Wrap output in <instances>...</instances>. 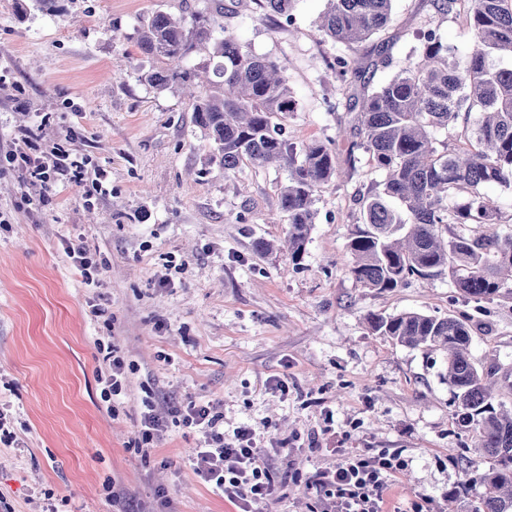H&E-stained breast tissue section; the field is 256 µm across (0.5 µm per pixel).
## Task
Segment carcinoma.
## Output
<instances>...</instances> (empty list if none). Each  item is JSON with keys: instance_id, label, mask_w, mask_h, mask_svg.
<instances>
[{"instance_id": "obj_1", "label": "carcinoma", "mask_w": 512, "mask_h": 512, "mask_svg": "<svg viewBox=\"0 0 512 512\" xmlns=\"http://www.w3.org/2000/svg\"><path fill=\"white\" fill-rule=\"evenodd\" d=\"M393 0H327L320 36L348 47L371 39L391 19ZM439 15L463 8L473 47L459 60L436 30L421 32L407 62L374 87L378 66L389 65L384 47L377 59L357 67L334 58L336 79L363 81L366 94L349 104L358 141L383 179L357 198L361 224L350 237L351 273L368 288H397L412 276L430 279L448 272L467 299L512 298V235L497 228L494 199L484 186L512 188V0H432ZM220 10L186 19L155 11L141 18L137 49L149 67L140 79L158 91L190 86L198 70L184 66L193 53L209 50L204 68L212 78L191 92L196 126L213 144L212 160L224 174L247 162L285 166L280 210L288 223V253L302 258L315 224V194L336 177V153L321 142L298 147L285 135L283 118L297 104L284 72L220 26ZM464 121V146L448 147L435 131ZM468 193L464 200L456 198ZM372 333L393 343L442 355L444 378L453 389V418L474 431L479 462L468 482L483 487L468 512H512V409L494 404L496 372L475 364L473 329L455 316L418 312L368 317Z\"/></svg>"}]
</instances>
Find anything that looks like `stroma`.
I'll return each instance as SVG.
<instances>
[{"label":"stroma","mask_w":512,"mask_h":512,"mask_svg":"<svg viewBox=\"0 0 512 512\" xmlns=\"http://www.w3.org/2000/svg\"><path fill=\"white\" fill-rule=\"evenodd\" d=\"M224 28L284 71L297 102L286 120L296 143L336 152L339 178L316 194L315 224L300 263L284 242L280 187L288 172L241 165L225 176L178 86L139 78V20L154 11L204 12L212 0H0V145L31 132L26 152L57 143L84 157L80 182L56 190L20 178L22 160L0 152V410L16 436L0 444V505L10 512H233L194 473L200 445L168 422L149 452L137 450L142 400L213 403L224 431L248 426L262 450L280 449L288 485L262 512H310L307 481L341 448L398 451L404 476L388 491L397 512L423 500L475 501L462 471L476 459L471 434L453 420L441 357L372 334V314L453 315L473 326L478 366L499 367V401L512 406V300L463 299L448 275L365 287L351 272L355 195L380 176L354 139L349 98L360 82L330 65L359 64L374 44L319 40L325 0H294L291 18L264 0H223ZM457 54L473 34L463 14L440 16L429 0H393L380 34L406 60L425 23ZM107 173L99 194L93 172ZM80 243L97 264L87 285L66 256ZM273 243L272 251L259 249ZM125 364L115 412L101 391L103 346ZM285 386L270 389L271 379Z\"/></svg>","instance_id":"1"}]
</instances>
